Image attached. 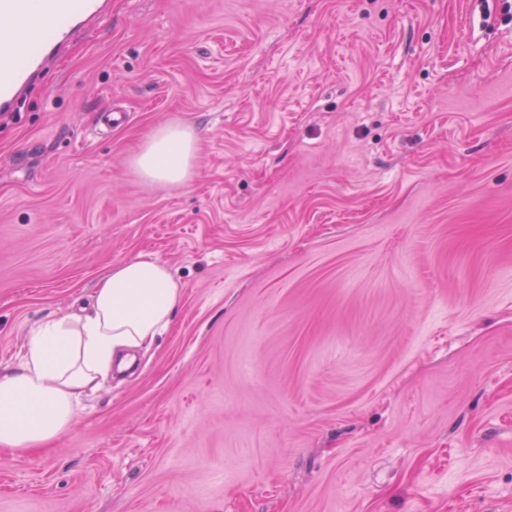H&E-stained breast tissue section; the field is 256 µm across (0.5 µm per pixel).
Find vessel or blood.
<instances>
[{
	"label": "vessel or blood",
	"instance_id": "b4317fda",
	"mask_svg": "<svg viewBox=\"0 0 512 512\" xmlns=\"http://www.w3.org/2000/svg\"><path fill=\"white\" fill-rule=\"evenodd\" d=\"M104 0H0V112L16 111L58 47L103 12Z\"/></svg>",
	"mask_w": 512,
	"mask_h": 512
}]
</instances>
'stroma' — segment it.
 <instances>
[{
	"mask_svg": "<svg viewBox=\"0 0 512 512\" xmlns=\"http://www.w3.org/2000/svg\"><path fill=\"white\" fill-rule=\"evenodd\" d=\"M144 252L169 328L0 512H512L505 0H106L0 117V368ZM198 134L187 126L160 124L144 140L132 159L144 179L171 186L187 184L196 175Z\"/></svg>",
	"mask_w": 512,
	"mask_h": 512,
	"instance_id": "35a3bbf8",
	"label": "stroma"
}]
</instances>
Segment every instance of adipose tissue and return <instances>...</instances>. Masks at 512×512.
Instances as JSON below:
<instances>
[{"label": "adipose tissue", "mask_w": 512, "mask_h": 512, "mask_svg": "<svg viewBox=\"0 0 512 512\" xmlns=\"http://www.w3.org/2000/svg\"><path fill=\"white\" fill-rule=\"evenodd\" d=\"M197 143L193 128L158 125L132 165L148 181L187 184L196 174ZM181 298L169 267L142 255L103 276L89 313L32 328L20 363L0 369V448L26 453L62 439L82 396L99 387L115 355L150 344L170 326Z\"/></svg>", "instance_id": "ef3b65f1"}]
</instances>
